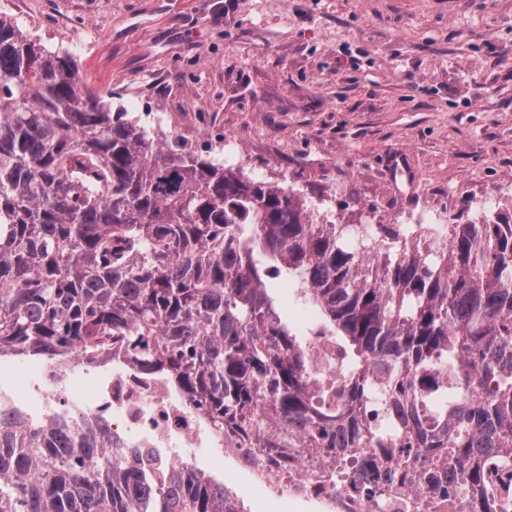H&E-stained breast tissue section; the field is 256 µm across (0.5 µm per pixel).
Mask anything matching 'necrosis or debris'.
Wrapping results in <instances>:
<instances>
[{
    "label": "necrosis or debris",
    "instance_id": "obj_1",
    "mask_svg": "<svg viewBox=\"0 0 512 512\" xmlns=\"http://www.w3.org/2000/svg\"><path fill=\"white\" fill-rule=\"evenodd\" d=\"M306 320L311 371L335 378L336 340L315 309L307 310ZM18 417L32 429L53 423L79 438L109 440L129 465L147 451L175 469L223 478L233 502L247 512L288 498L309 512H398L399 500L407 498L417 502L418 512H475L447 479L428 476L418 483L382 459L376 471L353 467L343 477L311 454L279 469L215 431L167 374L141 370L114 348L93 362L80 355L65 361L0 358V419Z\"/></svg>",
    "mask_w": 512,
    "mask_h": 512
}]
</instances>
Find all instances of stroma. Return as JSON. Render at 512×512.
Segmentation results:
<instances>
[{"mask_svg":"<svg viewBox=\"0 0 512 512\" xmlns=\"http://www.w3.org/2000/svg\"><path fill=\"white\" fill-rule=\"evenodd\" d=\"M113 108L239 143L315 218L473 217L512 183V0H0Z\"/></svg>","mask_w":512,"mask_h":512,"instance_id":"1","label":"stroma"}]
</instances>
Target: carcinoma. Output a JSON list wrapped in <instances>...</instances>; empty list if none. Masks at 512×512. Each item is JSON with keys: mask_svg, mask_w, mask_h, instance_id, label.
Wrapping results in <instances>:
<instances>
[{"mask_svg": "<svg viewBox=\"0 0 512 512\" xmlns=\"http://www.w3.org/2000/svg\"><path fill=\"white\" fill-rule=\"evenodd\" d=\"M270 276L336 336V385L311 374ZM109 341L283 466L369 448L512 512L494 479L512 467V213L318 222L291 189L149 140L70 55L0 16V354ZM233 510L222 483L172 472L155 488L106 445L89 469L70 432L0 422V512Z\"/></svg>", "mask_w": 512, "mask_h": 512, "instance_id": "carcinoma-1", "label": "carcinoma"}]
</instances>
